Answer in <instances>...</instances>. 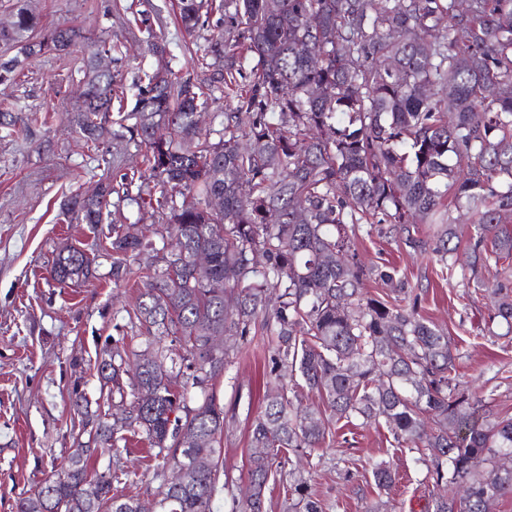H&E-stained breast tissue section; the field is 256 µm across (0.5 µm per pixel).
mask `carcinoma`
I'll list each match as a JSON object with an SVG mask.
<instances>
[{"instance_id": "carcinoma-1", "label": "carcinoma", "mask_w": 512, "mask_h": 512, "mask_svg": "<svg viewBox=\"0 0 512 512\" xmlns=\"http://www.w3.org/2000/svg\"><path fill=\"white\" fill-rule=\"evenodd\" d=\"M188 31L210 26L203 68H224L222 85L179 78L163 61L147 16L128 26L132 41L158 63L141 68L132 88L99 72L112 52L80 28L57 27L38 40L32 0H13L0 41L20 56L0 62V81L22 60L91 48L80 90L90 105L71 121L85 145L112 132L140 147L145 169L75 194L62 214L103 222L120 204L161 216L162 247L112 225V281L138 291L122 335L96 361L99 396L74 391L81 417L62 480L16 501V512H213L223 468L224 403L216 381L247 337H271L272 372L290 384L266 396L250 427L249 492L230 493V512H264L277 477L288 512H323L304 475L311 452L340 422L384 421L394 441L419 454L431 485L427 512H493L512 495V418L462 384L457 348L424 318L419 295L383 273L384 295L366 288L355 239L374 220L452 280L460 229L452 212L477 215L468 281L494 301L490 321L512 333V0H177ZM316 20L319 26L310 25ZM220 92L232 103L203 131L199 111ZM453 108H448V103ZM0 109L7 136L31 135ZM151 180L157 196L132 194ZM429 225V231L421 225ZM199 253L208 257L195 266ZM60 288L96 277L95 258L69 247L49 269ZM185 379L182 392L172 379ZM96 409H91V404ZM107 405L101 410V405ZM122 416L109 420V409ZM140 434L162 464L152 502L123 494L136 472L93 474L100 451ZM183 475L173 482L168 472ZM378 488L390 467L371 469Z\"/></svg>"}]
</instances>
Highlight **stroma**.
Listing matches in <instances>:
<instances>
[{
    "mask_svg": "<svg viewBox=\"0 0 512 512\" xmlns=\"http://www.w3.org/2000/svg\"><path fill=\"white\" fill-rule=\"evenodd\" d=\"M174 0H35L42 37L57 26L74 25L112 42L116 59L112 72L131 85L138 66L135 47L127 41L121 21L127 10L161 13V42L179 76L193 81L217 77L216 69L197 64L208 30L190 33L177 22ZM88 56L78 49L66 55L28 60L14 79L0 82V102L18 117L37 108L49 115L47 125L31 137L0 138V512H15L18 498L33 494L52 468L66 463L72 451V429L78 416L71 406L73 390L98 396L94 368L110 347L124 311L133 307L135 289L112 281L108 235L111 219L98 226L66 223L60 207L69 196L93 193L100 180L112 175L111 138L98 148L79 141L70 122L78 105L76 85ZM76 245L96 258V277L79 288L61 289L49 281L55 254ZM356 249L370 271L371 292L385 291L380 272L405 279L420 296V311L447 332L457 345L462 382L491 398L494 410L512 417V380L495 379L501 366L512 369V335L480 334L489 308L482 296L461 281L442 277L439 268L409 252L388 233L387 224L361 233ZM268 343L255 337L230 366L216 389L225 402L235 403L224 421L223 463L236 494L248 485L251 448L249 430L263 408L268 383L274 382L268 363ZM389 462L396 481L388 490L357 478L344 480L345 470H365L374 461ZM123 463L137 471L140 494L153 489L151 475L158 464L142 436L129 438L120 456L105 452L94 466L105 471ZM311 488L327 512H363L365 503L388 500L396 512H425L429 489L426 469L414 453L399 447L384 424L357 425L346 439L335 440L312 453Z\"/></svg>",
    "mask_w": 512,
    "mask_h": 512,
    "instance_id": "1",
    "label": "stroma"
}]
</instances>
